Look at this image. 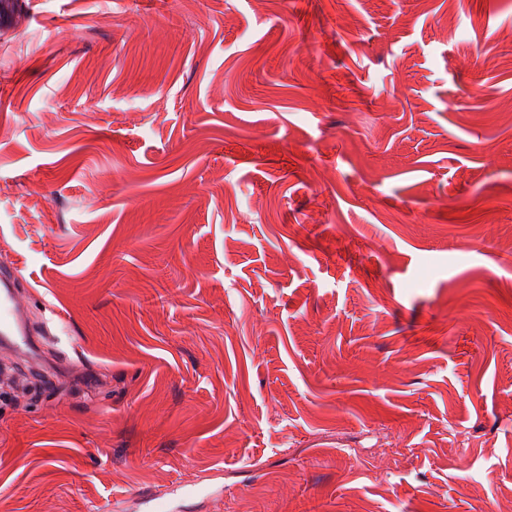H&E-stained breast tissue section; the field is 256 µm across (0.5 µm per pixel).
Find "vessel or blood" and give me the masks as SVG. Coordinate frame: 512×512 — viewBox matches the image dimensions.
I'll return each instance as SVG.
<instances>
[{
	"instance_id": "vessel-or-blood-1",
	"label": "vessel or blood",
	"mask_w": 512,
	"mask_h": 512,
	"mask_svg": "<svg viewBox=\"0 0 512 512\" xmlns=\"http://www.w3.org/2000/svg\"><path fill=\"white\" fill-rule=\"evenodd\" d=\"M17 279L15 266L0 267V344L22 351L30 348L33 340L27 304L16 291Z\"/></svg>"
}]
</instances>
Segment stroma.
<instances>
[{
    "instance_id": "stroma-1",
    "label": "stroma",
    "mask_w": 512,
    "mask_h": 512,
    "mask_svg": "<svg viewBox=\"0 0 512 512\" xmlns=\"http://www.w3.org/2000/svg\"><path fill=\"white\" fill-rule=\"evenodd\" d=\"M23 2L0 512H512V0ZM18 269L14 265L0 268V340L1 344L23 351L32 346V331L28 323V307L17 294Z\"/></svg>"
}]
</instances>
